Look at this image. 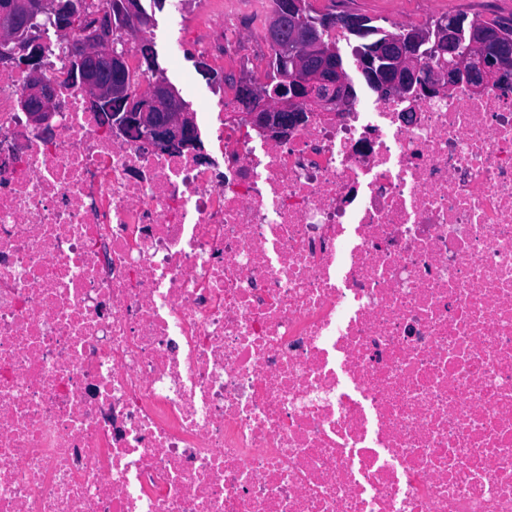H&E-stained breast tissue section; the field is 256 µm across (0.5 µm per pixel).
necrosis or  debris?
<instances>
[{
    "instance_id": "4bbe7bcc",
    "label": "necrosis or debris",
    "mask_w": 512,
    "mask_h": 512,
    "mask_svg": "<svg viewBox=\"0 0 512 512\" xmlns=\"http://www.w3.org/2000/svg\"><path fill=\"white\" fill-rule=\"evenodd\" d=\"M207 18L198 54L264 69ZM28 76L0 61V512H512V86L274 139L224 85L204 155L76 83L42 134Z\"/></svg>"
}]
</instances>
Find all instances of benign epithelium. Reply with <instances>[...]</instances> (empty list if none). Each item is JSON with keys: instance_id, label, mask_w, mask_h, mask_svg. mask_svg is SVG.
I'll return each instance as SVG.
<instances>
[{"instance_id": "1", "label": "benign epithelium", "mask_w": 512, "mask_h": 512, "mask_svg": "<svg viewBox=\"0 0 512 512\" xmlns=\"http://www.w3.org/2000/svg\"><path fill=\"white\" fill-rule=\"evenodd\" d=\"M368 21L362 16L321 17L305 15L301 0H283L279 15L270 24L269 37L286 41L292 64L289 83L266 79L238 85L239 99L253 126L273 137H284L305 121L307 112L344 107L350 100V80L342 62L332 56L323 41L328 29L344 28L358 36L367 35ZM135 37L141 29L136 6L126 2V11L114 17L112 8L102 5L90 13L76 14L75 0H0V56L13 57L9 45L26 42L24 60L31 81L21 96V107L29 122L43 133L52 130L55 83L42 74V47L33 32L54 30L60 37L77 34L78 54L73 56L74 72L90 105L112 100L123 103V111L107 117L110 129L120 133L133 126L142 139L160 153L176 152L198 145L195 122L175 89L156 75L146 87L133 94L128 88L129 48L114 39L116 27ZM471 52L459 50L460 32L456 22L440 21L435 49L448 60L429 74L430 94L451 87L460 78L479 90L487 83L512 78V37L491 31L479 21L472 23ZM428 39L408 28L373 47L366 60L372 82L380 89L405 97L421 92L417 84L422 65L431 54Z\"/></svg>"}]
</instances>
